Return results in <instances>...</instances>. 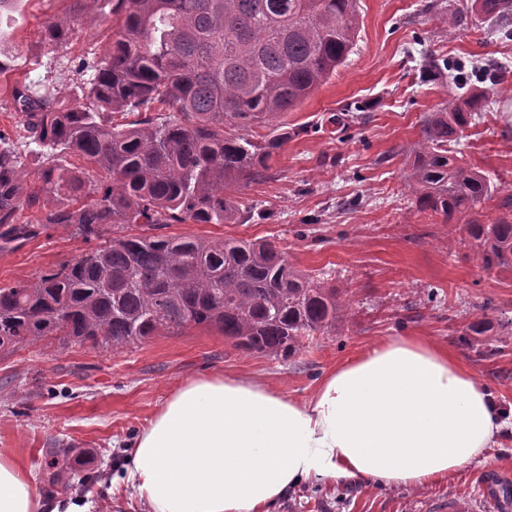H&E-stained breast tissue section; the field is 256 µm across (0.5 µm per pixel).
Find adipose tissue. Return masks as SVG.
Masks as SVG:
<instances>
[{
	"label": "adipose tissue",
	"mask_w": 512,
	"mask_h": 512,
	"mask_svg": "<svg viewBox=\"0 0 512 512\" xmlns=\"http://www.w3.org/2000/svg\"><path fill=\"white\" fill-rule=\"evenodd\" d=\"M507 422L447 348L389 336L297 400L258 379L191 378L133 442L127 481L150 512H268L303 483L357 477L426 487L485 460ZM0 512H89L44 497L0 454Z\"/></svg>",
	"instance_id": "adipose-tissue-1"
}]
</instances>
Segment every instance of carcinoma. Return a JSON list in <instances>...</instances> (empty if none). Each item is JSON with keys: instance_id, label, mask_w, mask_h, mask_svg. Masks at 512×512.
<instances>
[{"instance_id": "1", "label": "carcinoma", "mask_w": 512, "mask_h": 512, "mask_svg": "<svg viewBox=\"0 0 512 512\" xmlns=\"http://www.w3.org/2000/svg\"><path fill=\"white\" fill-rule=\"evenodd\" d=\"M0 0V28L16 4ZM64 12L46 22L42 44L72 43L74 19L112 22L103 58H85L72 73L71 94L53 71L0 89V108L22 114L17 137L0 130V244L72 228L86 241L117 224H236L254 207L229 196V184L268 177L288 132L254 141L246 131L298 107L352 51L359 0H60ZM483 14L491 33L512 38V0H470L448 17ZM422 68L463 86L460 66L442 56ZM512 72L490 70L477 95L459 96L428 113L405 175L419 212L460 224L486 271L512 268V193L491 219L484 204L498 187L456 156L475 113ZM360 107L346 105L331 123L350 127ZM121 114L129 121L114 123ZM36 155L37 175L60 203L40 202L28 185L19 149ZM86 160L109 180L65 165ZM37 208L34 221L19 213ZM338 288L294 270L271 242L191 237H112L60 269L0 288V348L54 336L120 350L191 326L215 328L251 353L295 355L303 341L329 331Z\"/></svg>"}]
</instances>
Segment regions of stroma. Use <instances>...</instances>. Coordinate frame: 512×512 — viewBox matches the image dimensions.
<instances>
[{
  "label": "stroma",
  "mask_w": 512,
  "mask_h": 512,
  "mask_svg": "<svg viewBox=\"0 0 512 512\" xmlns=\"http://www.w3.org/2000/svg\"><path fill=\"white\" fill-rule=\"evenodd\" d=\"M426 2L360 0L358 37L346 61L297 109L278 116L290 136L268 177L232 189L266 219L156 230L160 236L272 241L296 268L324 273L345 289L347 315L288 359L243 352L217 330L198 327L118 352L54 337L0 349V449L32 469L37 492L58 493L48 482L58 460L73 491L90 484L86 493L97 512H147L127 484L110 493L109 480L179 384L207 374L248 375L302 399L330 369L388 336H424L447 347L503 409L512 408V268L482 270L464 233L415 209L405 180L421 120L449 92L444 79L423 74L424 56L477 67L512 65V40L488 34L475 14L449 36L446 20L460 0H434L429 13L422 10ZM59 9L58 0H22L10 37L13 77L36 79L51 60L65 64L86 51L103 54L106 27L82 22L72 45L44 53L43 27ZM352 101L365 106L369 120L345 132L329 118ZM459 150L512 191V78L470 125ZM99 246L58 229L0 250V287L33 280ZM480 319L484 335H469V324ZM488 464L512 478V430L487 464L467 466L447 481L413 489L359 479L306 483L272 512H417L431 497L475 494Z\"/></svg>",
  "instance_id": "35a3bbf8"
}]
</instances>
